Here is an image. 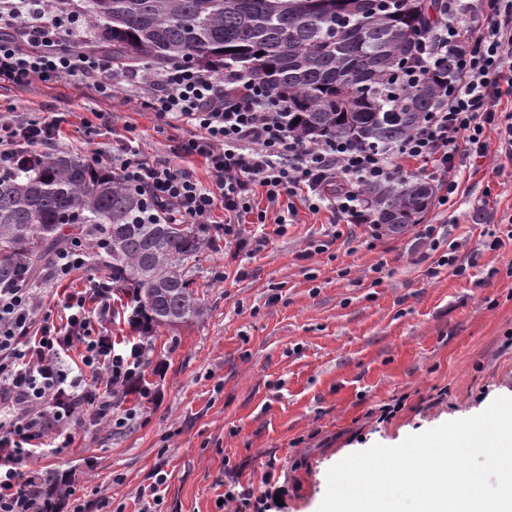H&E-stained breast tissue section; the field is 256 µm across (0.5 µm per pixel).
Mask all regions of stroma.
Returning a JSON list of instances; mask_svg holds the SVG:
<instances>
[{"label": "stroma", "mask_w": 512, "mask_h": 512, "mask_svg": "<svg viewBox=\"0 0 512 512\" xmlns=\"http://www.w3.org/2000/svg\"><path fill=\"white\" fill-rule=\"evenodd\" d=\"M112 83L108 101L76 78L5 84L0 113H67L65 152L105 169L130 126L148 156L171 158L161 121L120 78ZM100 112L106 127L87 136ZM455 179L454 194L434 188L423 221L473 259L463 277L445 268L428 276L436 255L417 226L374 241L369 227L335 224L301 203L294 223L259 249L216 233L194 269L204 315L155 328L145 388L125 401L136 420L75 433L65 454L35 467L108 499L107 512H139L137 491L159 466L168 482L158 512H242L240 501L222 503L225 485L258 495L269 473L285 490L280 512H317L328 469L350 454L512 397V242L477 248L512 218V161L470 160ZM320 243L325 251L315 252ZM398 402L402 410L383 417Z\"/></svg>", "instance_id": "obj_1"}]
</instances>
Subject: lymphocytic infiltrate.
<instances>
[{
  "mask_svg": "<svg viewBox=\"0 0 512 512\" xmlns=\"http://www.w3.org/2000/svg\"><path fill=\"white\" fill-rule=\"evenodd\" d=\"M448 13L412 59L405 78L416 82L449 42L467 46L460 60V84L426 116L395 152L345 142L311 144L288 127L283 102L248 76L226 81L215 72L175 62L149 77L126 72L131 92L171 127L191 132L175 148L178 163L148 158L138 137H123L112 152V167L124 185L142 192L144 219L207 224L224 208V233L239 247L247 239L239 219L255 215L265 226L268 209L276 224L293 223L296 201L313 213L329 210L337 222L366 224L373 210L362 188L395 180L408 157L429 165L432 181L456 191L450 180L458 152L471 158L489 151L512 160V113L502 112L512 95V0H442ZM85 17L61 11L56 0H0V82L26 86L77 77L99 97L112 96L107 57L64 50L63 34L87 28ZM65 113L23 120L0 115V179L33 171L48 151L61 145ZM203 160L211 186L193 178L188 166ZM267 210H254L255 194ZM64 322L39 316L34 289L0 287V512H55L52 472L30 461L58 455L74 430L129 417L114 411L140 382L153 358L148 337L116 339L112 287L67 295Z\"/></svg>",
  "mask_w": 512,
  "mask_h": 512,
  "instance_id": "f902f5d3",
  "label": "lymphocytic infiltrate"
}]
</instances>
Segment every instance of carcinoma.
<instances>
[{"mask_svg": "<svg viewBox=\"0 0 512 512\" xmlns=\"http://www.w3.org/2000/svg\"><path fill=\"white\" fill-rule=\"evenodd\" d=\"M89 20L94 48L115 61H188L247 75L287 101L289 127L305 141H347L396 151L458 86L461 43H448L416 87L402 73L440 0H61ZM299 122H294V119ZM375 223L399 234L429 209L422 181L369 184ZM142 197L112 172L70 154L0 181V283L19 285L46 269L66 237L128 290L142 329L203 315L191 262L210 245L211 224L141 220Z\"/></svg>", "mask_w": 512, "mask_h": 512, "instance_id": "cac0c4a2", "label": "carcinoma"}]
</instances>
